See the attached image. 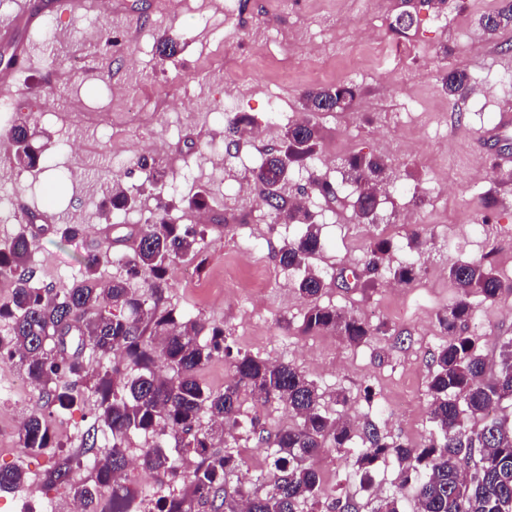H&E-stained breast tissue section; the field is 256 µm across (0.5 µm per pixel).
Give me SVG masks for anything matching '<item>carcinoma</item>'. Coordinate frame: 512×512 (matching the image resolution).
<instances>
[{
  "instance_id": "cac0c4a2",
  "label": "carcinoma",
  "mask_w": 512,
  "mask_h": 512,
  "mask_svg": "<svg viewBox=\"0 0 512 512\" xmlns=\"http://www.w3.org/2000/svg\"><path fill=\"white\" fill-rule=\"evenodd\" d=\"M488 34L512 29V0L481 19ZM448 96L467 92L471 78L455 69L442 82ZM358 96L353 84L312 88L303 94L304 116L282 131L276 147L267 150L253 180L262 187V198L283 224H303L305 231L287 241L280 250L282 266L301 272L297 292L308 303L302 327L305 332L334 331L348 342L359 344L373 335L372 329L344 311L322 306L321 275L310 259L321 248L319 224L300 199L282 189L287 184L285 167L300 166L311 159L319 145L313 115L343 112ZM250 116L236 112L227 119V133L235 137L250 125ZM14 143L29 145L24 159L12 163L24 168L39 164L40 151L32 146L33 133L24 124L6 132ZM390 177L387 163L374 156L355 155L347 160L343 178L356 187L353 207L357 216L372 224L379 215L380 187ZM136 197L114 189L102 202L104 211H127ZM161 213L137 230L138 244L121 257L126 277L99 287L97 260L83 262L80 279L61 295L33 283L28 261L35 238L22 232L0 244V278L13 289L0 302V322L10 324V334L0 336V358L17 362L30 382L47 395L57 408L69 410L88 389L98 396L95 425L81 435L86 454L103 442L110 449L90 460L91 480L74 485L70 474L83 459L64 454L53 437L45 416L34 414L18 429L19 446L48 455L50 467L45 488L62 487L84 507L95 512L96 502L107 490L114 474L123 471L132 453V435L152 436V444L140 450L146 468L159 479L153 512H359L354 500L336 497L324 503L325 490L313 459L324 448H343L357 430L347 421L323 410L324 393L292 363H272L249 354H234L226 344L224 327L188 319L164 305L171 287L169 270L178 261H198L204 228L175 224ZM44 231L69 240L82 234L79 224H57ZM392 250L387 239L368 248L365 272L385 271L410 283L417 269L413 262L390 268L385 260ZM448 276L458 288L455 303L439 316L448 330V343L433 355L428 380L430 415L436 432L418 447L393 440L367 422L355 465L360 482L373 485V466L387 458L399 464L400 486L415 492L418 512H512V417L499 415L502 404L512 402V339L501 347L498 370L487 374L486 361L475 341L463 328L475 309L473 299L493 301L512 284L503 280L488 261H457ZM141 278L145 289L129 287ZM232 358L233 377L224 389L213 390L198 379L200 369L216 358ZM251 396L254 406L272 400L282 402L297 423L267 436L258 435L270 452V485L264 495L241 487H229L226 476L240 466L239 457L215 448V432L237 429L241 423V393ZM212 428L204 429L202 420ZM172 438L174 450L165 448ZM20 468L0 469V488L18 489L27 484Z\"/></svg>"
}]
</instances>
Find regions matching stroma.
Listing matches in <instances>:
<instances>
[{
    "instance_id": "35a3bbf8",
    "label": "stroma",
    "mask_w": 512,
    "mask_h": 512,
    "mask_svg": "<svg viewBox=\"0 0 512 512\" xmlns=\"http://www.w3.org/2000/svg\"><path fill=\"white\" fill-rule=\"evenodd\" d=\"M223 2L110 0L108 13L91 5L76 15L50 12L24 33L32 61L16 72L14 93L0 97V107L10 108L0 130L30 125L46 148L36 169L19 170L0 187L9 207L0 243L19 232L22 210L45 211L55 223L84 225L85 234L73 241L38 236L29 260L36 282L57 291L70 287L93 250L102 282L124 277L119 256L131 253L130 232L154 213L157 201L142 195L137 207L109 219L99 205L113 185L139 188L145 164L158 162L173 222L195 223L197 214L185 209V198L200 190L211 198L201 244L206 262L173 265L167 305L222 325L233 349L297 365L323 391L331 416H349L360 425L370 421L392 439L422 444L434 430L427 388L431 357L448 341L438 316L458 295L449 265L484 257L512 281V134L480 140L500 98L512 96V30L490 36L480 25L501 0H448L440 13L422 0H239L229 22ZM407 5L416 21L403 37L391 26ZM298 31L310 32L312 41L290 45V34ZM372 33L388 45L377 67L355 51ZM164 35L180 39L169 58L157 50ZM406 44L410 57L395 53V46ZM454 67L483 74V92L448 97L439 76ZM382 68L397 72L398 92L382 89ZM338 82L355 84L359 96L347 111L316 116L319 154L333 162H310L294 171L288 193L305 195L320 226L323 250L313 265L325 283L321 304L385 329L358 345L330 332H303L308 304L293 287L295 272L278 261L280 247L302 227L274 222L251 184L284 125L303 116V92ZM228 97L251 116L253 127L266 129L263 139L229 141ZM272 97L284 114L276 123L269 112ZM354 154L384 157L393 171L391 193L373 224L359 223L352 189L342 177L346 158ZM316 178L332 183L334 196L319 194L312 185ZM415 235L421 246L412 244ZM118 236L119 249H107ZM375 239L392 241L390 265L416 261L419 275L399 289L387 276L342 287L341 272L363 267ZM241 250L275 269L262 295L210 285L225 256ZM475 307L467 332L489 366L498 368L501 346L512 339V292L476 301ZM23 377L22 369L0 360V468L20 466L29 477L27 487L0 491V512H22L32 496L47 508L69 503L65 491L43 486L47 455L20 449L17 429L25 417L48 413L63 452L73 453L97 411L91 393L69 411L48 407L40 389H16ZM223 448L243 461L227 484L265 492V445L246 430ZM360 449L356 438L315 458L328 498L347 496L361 512H371L375 497L393 495L401 512H417L413 490L398 485L394 459L379 462L373 489L361 488L354 467Z\"/></svg>"
}]
</instances>
